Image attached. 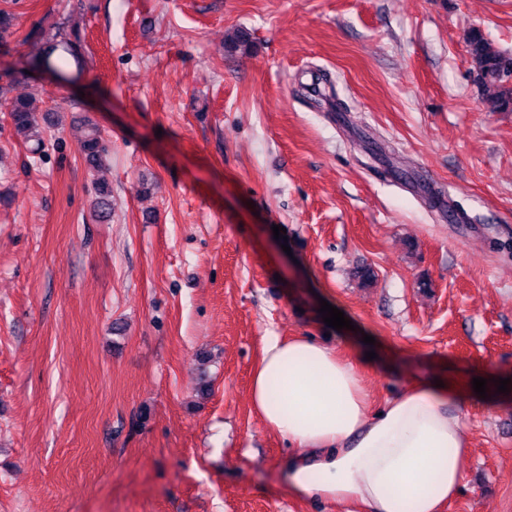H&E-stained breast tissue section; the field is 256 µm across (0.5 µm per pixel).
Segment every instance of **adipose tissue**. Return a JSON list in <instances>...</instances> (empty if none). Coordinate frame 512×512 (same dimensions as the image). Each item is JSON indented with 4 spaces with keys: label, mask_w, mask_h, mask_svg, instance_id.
<instances>
[{
    "label": "adipose tissue",
    "mask_w": 512,
    "mask_h": 512,
    "mask_svg": "<svg viewBox=\"0 0 512 512\" xmlns=\"http://www.w3.org/2000/svg\"><path fill=\"white\" fill-rule=\"evenodd\" d=\"M267 429L295 448L288 493L356 512H439L468 472L462 377L409 374L372 408L358 363L309 336L267 333L250 386Z\"/></svg>",
    "instance_id": "ef3b65f1"
}]
</instances>
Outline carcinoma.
<instances>
[{
    "label": "carcinoma",
    "instance_id": "1",
    "mask_svg": "<svg viewBox=\"0 0 512 512\" xmlns=\"http://www.w3.org/2000/svg\"><path fill=\"white\" fill-rule=\"evenodd\" d=\"M468 53L480 82L483 101L491 112H505L512 109V85L505 83L501 76L502 63L507 55L496 49L478 29H473L467 36ZM252 48L249 34L238 30L231 35L225 50L230 55L244 54ZM83 63L81 40L79 34L69 35L56 32L46 37L44 47L31 60V66L37 70L66 71L79 67ZM52 109L38 115L28 98H15L10 101L8 118L16 134L27 142L33 143L31 153L39 154L45 145L42 123L49 122ZM88 133L81 141L80 151L92 168L99 167L107 154L98 128L93 123H87ZM96 195L95 212L99 220L105 221L110 217L112 205V189L106 183H98L94 187Z\"/></svg>",
    "mask_w": 512,
    "mask_h": 512
}]
</instances>
